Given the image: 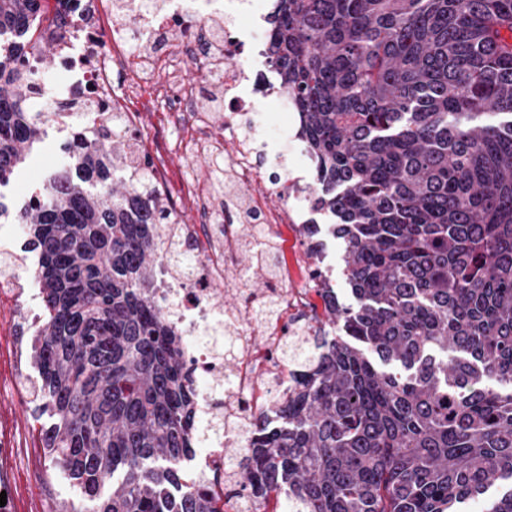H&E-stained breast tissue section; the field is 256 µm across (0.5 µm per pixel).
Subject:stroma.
I'll use <instances>...</instances> for the list:
<instances>
[{
	"label": "stroma",
	"instance_id": "obj_1",
	"mask_svg": "<svg viewBox=\"0 0 512 512\" xmlns=\"http://www.w3.org/2000/svg\"><path fill=\"white\" fill-rule=\"evenodd\" d=\"M63 140V134L48 128L27 163L10 175L6 186L0 187V193L12 206L23 205L33 189L61 165L59 147ZM165 163L167 175L162 189L166 197L178 199L180 220L191 223L192 206L188 199L180 198L177 185L188 173L208 180V163L204 157L189 159L176 152L168 153ZM282 233L286 238L283 272L288 284L293 288L308 287L306 255L310 241L299 224L283 225ZM41 307L34 280L17 274L0 280V484L11 494L14 512H51L55 504L78 497L62 474H49V461L43 456L38 435L41 422L29 405L28 387L36 375L30 346L38 328L30 314Z\"/></svg>",
	"mask_w": 512,
	"mask_h": 512
}]
</instances>
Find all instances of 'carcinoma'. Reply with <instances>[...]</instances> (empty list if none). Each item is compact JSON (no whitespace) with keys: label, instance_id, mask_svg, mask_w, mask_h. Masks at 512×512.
<instances>
[{"label":"carcinoma","instance_id":"cac0c4a2","mask_svg":"<svg viewBox=\"0 0 512 512\" xmlns=\"http://www.w3.org/2000/svg\"><path fill=\"white\" fill-rule=\"evenodd\" d=\"M49 0H0V186L46 133L29 100ZM273 63L344 245V306L281 342L288 386L239 458L274 512H512V0H277ZM77 130L27 229L43 325L32 338L46 456L78 503L53 512H224L188 477L196 402L152 288L169 203L116 177V131ZM250 259L276 278L272 236Z\"/></svg>","mask_w":512,"mask_h":512}]
</instances>
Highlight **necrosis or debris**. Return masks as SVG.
<instances>
[{
  "mask_svg": "<svg viewBox=\"0 0 512 512\" xmlns=\"http://www.w3.org/2000/svg\"><path fill=\"white\" fill-rule=\"evenodd\" d=\"M271 13V0H112L105 20L99 0H60L42 40L54 46L55 67L67 81L33 82L35 101L47 103L58 127H66L69 108L77 107L119 121L132 145L160 130L164 150L208 153L211 162L223 163L231 190L249 188L250 216L231 209L220 216L208 190L184 178L182 193L197 221L170 225L180 256L163 258L155 281L164 317L182 338L201 424L221 413L240 448L288 380L277 347L307 311L309 291L279 279L271 292L277 312L257 317L253 306L268 292L256 290L225 307L214 303L212 285L221 278L233 286L245 220L269 230L296 223L318 192L300 174L310 153L293 124L262 111L271 102L284 112L295 109L271 65ZM120 65L140 72L136 86L115 85L112 71ZM191 66L198 72L193 81L184 76ZM282 139L287 148L279 147ZM268 194L277 208L266 205ZM217 323L231 338L222 353L206 340Z\"/></svg>",
  "mask_w": 512,
  "mask_h": 512,
  "instance_id": "1",
  "label": "necrosis or debris"
}]
</instances>
